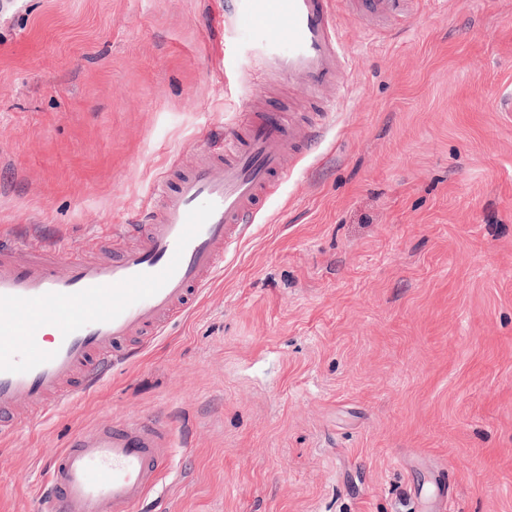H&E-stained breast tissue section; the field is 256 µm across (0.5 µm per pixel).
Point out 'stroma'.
<instances>
[{
    "label": "stroma",
    "mask_w": 512,
    "mask_h": 512,
    "mask_svg": "<svg viewBox=\"0 0 512 512\" xmlns=\"http://www.w3.org/2000/svg\"><path fill=\"white\" fill-rule=\"evenodd\" d=\"M221 0H0V235L81 258L224 150L252 61ZM317 141L186 318L0 437L39 512L73 437L166 413L144 512H512V0L336 12Z\"/></svg>",
    "instance_id": "stroma-1"
}]
</instances>
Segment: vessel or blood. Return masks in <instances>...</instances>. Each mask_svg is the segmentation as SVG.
<instances>
[{"label": "vessel or blood", "instance_id": "b4317fda", "mask_svg": "<svg viewBox=\"0 0 512 512\" xmlns=\"http://www.w3.org/2000/svg\"><path fill=\"white\" fill-rule=\"evenodd\" d=\"M411 0H346L354 16L406 20ZM224 27L252 50V84L305 92L339 84L346 56L335 0H226ZM283 112L250 100L224 158L155 190L151 223L125 224L107 259H73L36 238H0V433L20 407L49 415L97 387L138 347L185 317L224 271L290 157L312 144ZM173 447L169 420L139 418L75 437L51 461L41 512H138Z\"/></svg>", "mask_w": 512, "mask_h": 512}]
</instances>
